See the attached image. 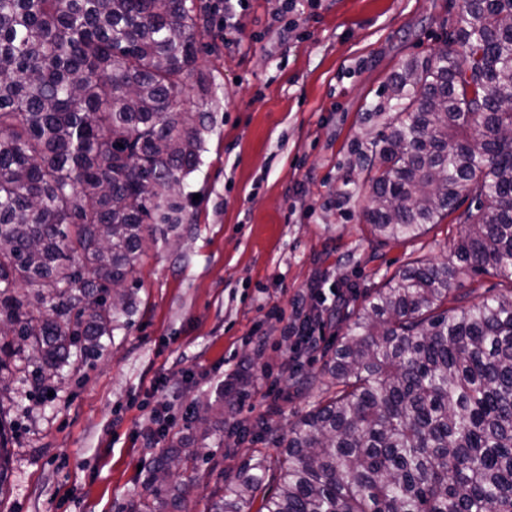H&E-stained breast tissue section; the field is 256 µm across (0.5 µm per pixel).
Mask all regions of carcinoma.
<instances>
[{"instance_id": "1", "label": "carcinoma", "mask_w": 512, "mask_h": 512, "mask_svg": "<svg viewBox=\"0 0 512 512\" xmlns=\"http://www.w3.org/2000/svg\"><path fill=\"white\" fill-rule=\"evenodd\" d=\"M195 0H0V400L36 359L34 385L74 352L100 353L130 326L143 243L169 240L182 180L199 162L203 112L181 111L197 61ZM370 113L344 185L369 187L381 241L413 239L458 209L440 261L396 271L321 356L319 398L282 459L250 456L211 493L210 512H512V0H469L465 25L410 59ZM501 291L451 293L466 271ZM220 388L199 434L168 436L129 512H188L172 468L207 461L224 429ZM11 440L0 417L3 454Z\"/></svg>"}]
</instances>
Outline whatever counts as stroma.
<instances>
[{"label": "stroma", "mask_w": 512, "mask_h": 512, "mask_svg": "<svg viewBox=\"0 0 512 512\" xmlns=\"http://www.w3.org/2000/svg\"><path fill=\"white\" fill-rule=\"evenodd\" d=\"M197 69L210 93L197 168L184 180L171 243H147L132 324L97 356L74 358L50 391L15 384L8 488L0 512H124L148 501L145 472L164 446L143 437L157 400L172 430L195 398L249 374L233 419L279 435L316 391L287 389L291 367L319 374L341 335L338 293L365 295L417 260L436 261L461 230L454 218L417 238L373 241L365 198L339 187L365 118L410 58L460 28L466 0H197ZM288 40H281L282 31ZM321 284L328 297L309 296ZM318 308L316 349L293 359L282 320ZM262 439L218 448L215 463L178 473L189 512H205Z\"/></svg>", "instance_id": "1"}]
</instances>
